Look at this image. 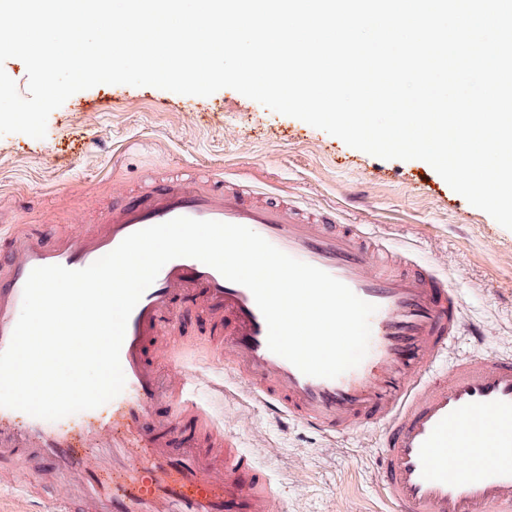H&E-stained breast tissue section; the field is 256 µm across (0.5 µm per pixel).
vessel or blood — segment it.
Returning a JSON list of instances; mask_svg holds the SVG:
<instances>
[{
	"label": "vessel or blood",
	"instance_id": "vessel-or-blood-1",
	"mask_svg": "<svg viewBox=\"0 0 512 512\" xmlns=\"http://www.w3.org/2000/svg\"><path fill=\"white\" fill-rule=\"evenodd\" d=\"M177 217L246 226L376 305L367 356L335 379L304 375L269 350L248 288L173 259L128 319L117 397L57 421L0 408V464L30 460L25 492L52 500L53 512H274L278 483L197 403L195 379L162 368L186 357L182 345L161 343L181 307L211 315L212 351L267 413L325 436L374 430L388 512H512V357L449 360L464 328L459 289L329 209L308 213L240 183L218 189L201 173L99 209L79 235L53 224L0 228V350L34 268H86L131 233ZM62 483L69 493L59 498Z\"/></svg>",
	"mask_w": 512,
	"mask_h": 512
}]
</instances>
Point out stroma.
I'll return each instance as SVG.
<instances>
[{
  "label": "stroma",
  "instance_id": "stroma-1",
  "mask_svg": "<svg viewBox=\"0 0 512 512\" xmlns=\"http://www.w3.org/2000/svg\"><path fill=\"white\" fill-rule=\"evenodd\" d=\"M210 170L216 185L246 182L295 200L331 205L345 224H366L412 250L460 289L479 330L459 354L512 355V230L470 205L421 160H385L299 119L224 88L207 97L99 84L54 110L44 138L0 136V219L59 224L78 234L100 207L170 175ZM180 373L221 380L205 315L177 325ZM198 395L214 420L284 486L279 512H386L376 478V433L330 439L262 413L239 383L224 398Z\"/></svg>",
  "mask_w": 512,
  "mask_h": 512
}]
</instances>
